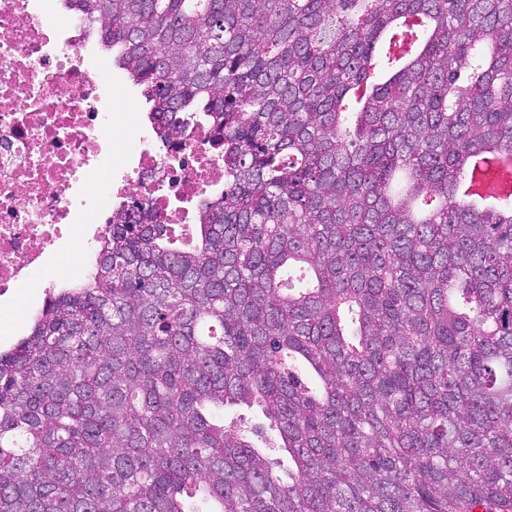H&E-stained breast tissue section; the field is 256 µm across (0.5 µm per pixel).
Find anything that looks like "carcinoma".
I'll list each match as a JSON object with an SVG mask.
<instances>
[{"label":"carcinoma","mask_w":512,"mask_h":512,"mask_svg":"<svg viewBox=\"0 0 512 512\" xmlns=\"http://www.w3.org/2000/svg\"><path fill=\"white\" fill-rule=\"evenodd\" d=\"M64 2L224 185L0 349V512H512V0ZM512 192V156H503L493 164L487 177L478 176L473 189L472 202L476 207L496 205L507 194Z\"/></svg>","instance_id":"obj_1"}]
</instances>
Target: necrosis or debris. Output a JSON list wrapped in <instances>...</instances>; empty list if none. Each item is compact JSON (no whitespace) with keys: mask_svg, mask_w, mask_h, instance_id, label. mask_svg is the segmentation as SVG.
Segmentation results:
<instances>
[{"mask_svg":"<svg viewBox=\"0 0 512 512\" xmlns=\"http://www.w3.org/2000/svg\"><path fill=\"white\" fill-rule=\"evenodd\" d=\"M83 29L45 0H0V298L63 243L90 258L130 199L189 224L188 203L224 180L206 133L157 147L126 124L136 106L93 64Z\"/></svg>","mask_w":512,"mask_h":512,"instance_id":"obj_1","label":"necrosis or debris"}]
</instances>
